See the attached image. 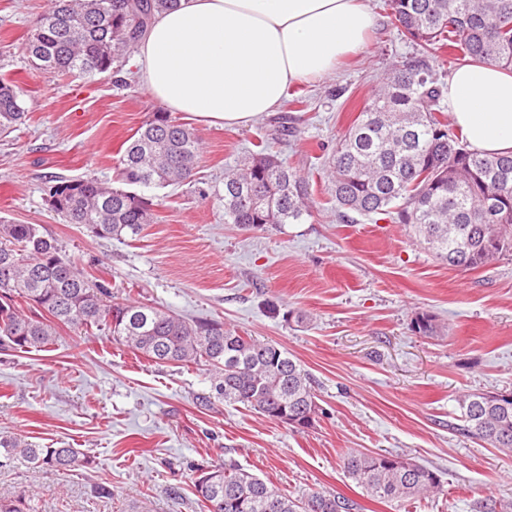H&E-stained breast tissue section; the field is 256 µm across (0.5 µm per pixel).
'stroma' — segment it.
<instances>
[{
    "label": "stroma",
    "instance_id": "35a3bbf8",
    "mask_svg": "<svg viewBox=\"0 0 512 512\" xmlns=\"http://www.w3.org/2000/svg\"><path fill=\"white\" fill-rule=\"evenodd\" d=\"M356 57L293 86L244 127L190 119L202 144L196 176L150 187L154 223L140 239L94 236L50 210L52 177L114 182L119 149L162 106L133 59L120 70L50 78L22 51L50 0H0V77L24 92L28 117L0 138V218L38 225L117 298L186 319L234 325L277 344L310 374L318 411L295 428L210 399L204 366L158 365L103 333L63 327L50 348L0 351V432L38 447L76 448L89 463L62 474L17 460L0 467V497L31 512H200V470L236 465L291 497L339 493L356 512H473L512 501V455L459 431L458 393L512 392V255L462 271L437 260L408 227L382 216L340 220L326 169L336 140L391 65L416 45L386 0ZM309 178L316 205L301 224L246 231L224 221V171L264 139ZM432 315L437 335L416 332ZM350 451L399 455L435 469L442 495L371 500L343 469Z\"/></svg>",
    "mask_w": 512,
    "mask_h": 512
}]
</instances>
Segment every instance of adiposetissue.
Segmentation results:
<instances>
[{"instance_id": "obj_1", "label": "adipose tissue", "mask_w": 512, "mask_h": 512, "mask_svg": "<svg viewBox=\"0 0 512 512\" xmlns=\"http://www.w3.org/2000/svg\"><path fill=\"white\" fill-rule=\"evenodd\" d=\"M375 24L368 0H179L139 36L135 60L168 111L245 126L357 56ZM442 93L472 150L512 153V71L469 63Z\"/></svg>"}]
</instances>
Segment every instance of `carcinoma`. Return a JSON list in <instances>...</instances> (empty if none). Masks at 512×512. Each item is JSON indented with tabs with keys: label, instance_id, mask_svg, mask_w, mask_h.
I'll list each match as a JSON object with an SVG mask.
<instances>
[{
	"label": "carcinoma",
	"instance_id": "1",
	"mask_svg": "<svg viewBox=\"0 0 512 512\" xmlns=\"http://www.w3.org/2000/svg\"><path fill=\"white\" fill-rule=\"evenodd\" d=\"M177 0H53L33 28L25 53L47 75L111 70L133 51L153 15ZM401 35L426 53L456 51L462 64L493 62L512 69V0H389ZM23 93L0 78V137L27 117ZM441 90L424 57L396 64L336 142L331 195L342 220L384 215L452 267L475 270L512 252V156L481 155L448 127ZM117 180L166 187L189 180L200 144L194 129L155 112L125 141ZM52 211L84 224L97 237L135 238L154 222L152 199L96 178H58ZM305 179L263 144L224 171V223L244 229L301 224L312 213ZM492 241L493 250L485 242ZM23 300L47 315L19 310ZM98 331L158 364L212 367V392L270 418L281 408L298 414L317 407L312 380L287 351L244 336L214 320L186 321L154 305L114 302L105 283L79 270L36 224L0 218V350L30 352L53 344L56 325ZM415 329L434 336L438 325L421 314ZM464 435L512 453V401L483 393L457 399ZM21 456L41 470L67 471L76 448H38L0 436V457ZM350 477L374 500L401 502L442 491L440 475L392 454L342 458ZM194 489L205 512H353L355 503L331 493L294 499L234 465L203 471Z\"/></svg>",
	"mask_w": 512,
	"mask_h": 512
}]
</instances>
